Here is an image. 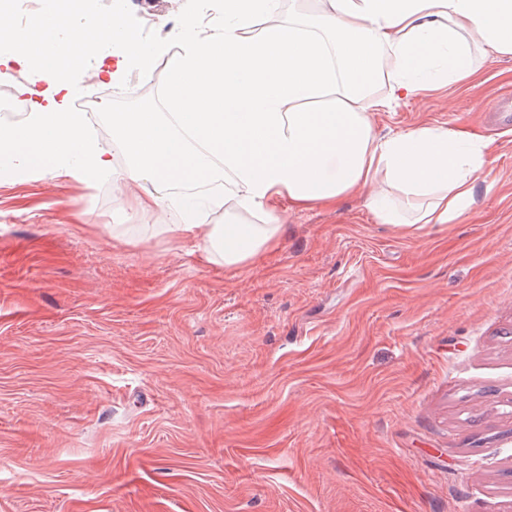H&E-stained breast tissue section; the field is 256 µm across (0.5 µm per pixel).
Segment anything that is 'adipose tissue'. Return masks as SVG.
I'll return each instance as SVG.
<instances>
[{
	"label": "adipose tissue",
	"instance_id": "ef3b65f1",
	"mask_svg": "<svg viewBox=\"0 0 512 512\" xmlns=\"http://www.w3.org/2000/svg\"><path fill=\"white\" fill-rule=\"evenodd\" d=\"M86 8L49 0L23 28L0 11V75H29L32 107L25 123H0V182L111 181L228 266L277 247L284 202L311 209L361 189L378 223L415 230L473 204L490 140L441 124L383 137L372 115L469 84L477 45L512 57V0H321L288 18L280 0H192L174 54L135 37L122 10L81 23ZM90 69L116 88L134 72L155 81L162 111L113 113L100 141L70 107L74 75ZM219 208L223 223L206 226Z\"/></svg>",
	"mask_w": 512,
	"mask_h": 512
}]
</instances>
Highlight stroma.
Returning <instances> with one entry per match:
<instances>
[{
	"label": "stroma",
	"instance_id": "obj_1",
	"mask_svg": "<svg viewBox=\"0 0 512 512\" xmlns=\"http://www.w3.org/2000/svg\"><path fill=\"white\" fill-rule=\"evenodd\" d=\"M148 20L176 0H89ZM378 112L491 139L457 223L362 192L235 267L73 179L0 185V512H512V57Z\"/></svg>",
	"mask_w": 512,
	"mask_h": 512
}]
</instances>
